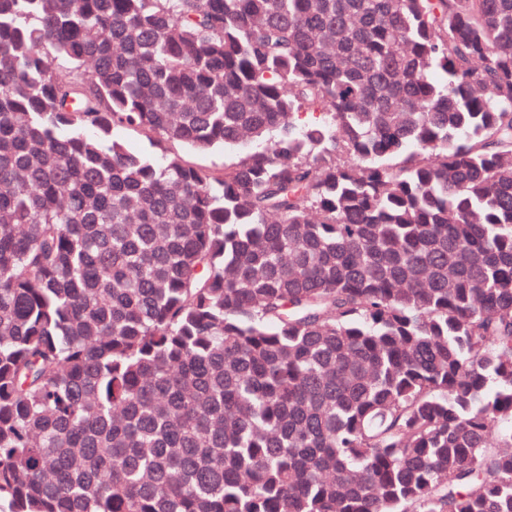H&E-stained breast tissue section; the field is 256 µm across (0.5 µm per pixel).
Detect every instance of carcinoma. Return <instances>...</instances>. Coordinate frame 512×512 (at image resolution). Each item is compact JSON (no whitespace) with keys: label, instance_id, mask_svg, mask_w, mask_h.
I'll list each match as a JSON object with an SVG mask.
<instances>
[{"label":"carcinoma","instance_id":"cac0c4a2","mask_svg":"<svg viewBox=\"0 0 512 512\" xmlns=\"http://www.w3.org/2000/svg\"><path fill=\"white\" fill-rule=\"evenodd\" d=\"M0 512H512V0H0Z\"/></svg>","mask_w":512,"mask_h":512}]
</instances>
